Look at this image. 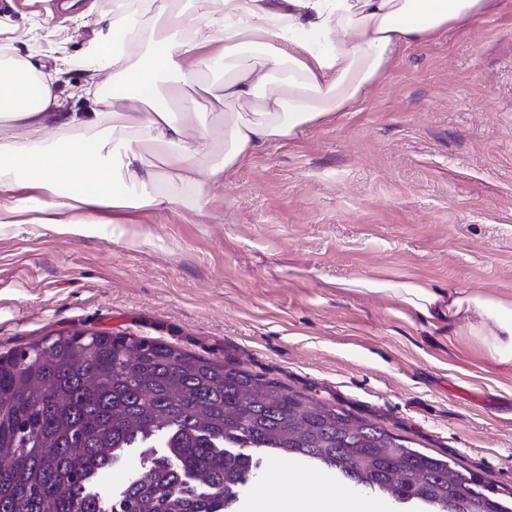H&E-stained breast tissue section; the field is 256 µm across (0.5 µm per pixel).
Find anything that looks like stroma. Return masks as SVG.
Here are the masks:
<instances>
[{"mask_svg":"<svg viewBox=\"0 0 512 512\" xmlns=\"http://www.w3.org/2000/svg\"><path fill=\"white\" fill-rule=\"evenodd\" d=\"M0 0V43L63 67L67 112L114 0ZM202 212L82 236L0 229V353L98 331L230 360L512 489V364L447 320L346 288L415 279L512 301V0L403 47L346 111L264 144Z\"/></svg>","mask_w":512,"mask_h":512,"instance_id":"obj_1","label":"stroma"}]
</instances>
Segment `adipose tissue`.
I'll use <instances>...</instances> for the list:
<instances>
[{"label":"adipose tissue","mask_w":512,"mask_h":512,"mask_svg":"<svg viewBox=\"0 0 512 512\" xmlns=\"http://www.w3.org/2000/svg\"><path fill=\"white\" fill-rule=\"evenodd\" d=\"M200 14L182 0H157L156 20L130 25L125 12L99 19L101 36L87 54L92 72L111 69L112 95L90 112L61 111L54 80L16 56L0 58V227L24 213L57 216L62 232L80 234L110 208L134 216L159 208L203 210L197 162L214 149L196 123L190 87L224 109V152L212 182L267 142L342 112L361 100L400 50L490 11L496 0H220ZM172 82L158 89L159 75ZM144 112L131 116L126 101ZM78 129L110 123L108 134L50 147L53 122ZM23 137H15V128ZM160 164H153V157ZM26 197H15L18 184ZM53 195L42 201L41 192ZM426 319L445 318L501 364L512 363V302L417 281L348 280ZM251 512H387L385 502L322 483L293 469L258 485Z\"/></svg>","instance_id":"1"}]
</instances>
